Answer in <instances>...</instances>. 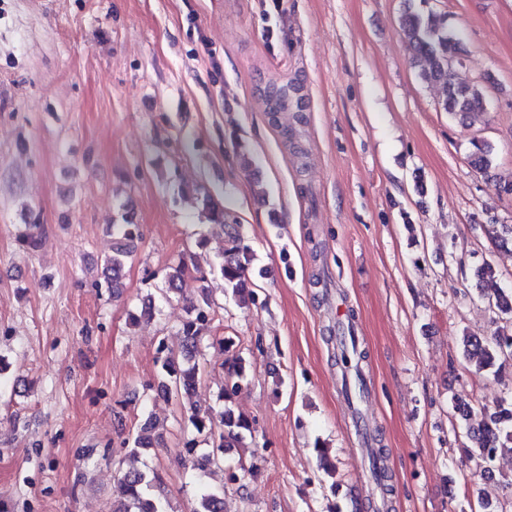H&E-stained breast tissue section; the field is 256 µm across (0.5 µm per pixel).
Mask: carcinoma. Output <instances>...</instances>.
Masks as SVG:
<instances>
[{"label": "carcinoma", "mask_w": 512, "mask_h": 512, "mask_svg": "<svg viewBox=\"0 0 512 512\" xmlns=\"http://www.w3.org/2000/svg\"><path fill=\"white\" fill-rule=\"evenodd\" d=\"M401 27L409 40L413 51V64L419 68L420 78L428 83H438L445 88L441 102L444 111L472 117L486 112L485 96L481 88L472 82H463L455 78V62L461 52V39L448 30L445 19L433 13L423 14L408 11L401 18ZM493 148L488 142L474 144L471 164L485 169L491 163ZM204 211L211 220L209 224L199 225L194 233L195 247L203 250L209 242V234L218 230L224 235V249L213 266L224 280V287L231 292L233 299L240 305L255 301L254 291L250 288L249 276L253 270L254 253L246 243L241 225L214 202L203 199ZM112 233V254L106 256L100 280L96 286L104 288L113 297L122 295L125 288L124 270L134 256L135 242L140 240L141 227L131 222L110 225ZM44 225L34 221L24 225L17 234V241L27 253L35 252L41 246ZM497 247L512 249V224H493L489 229ZM194 253L186 250L178 262L167 267L162 286L158 292L165 298L182 291L184 277L191 274L189 262ZM202 285L197 288L195 297L188 301L189 317L183 322L178 335L182 336L178 348L170 347L165 340H159L157 362L160 364L161 380L158 390L161 394L181 402L182 416L192 426L194 434L183 442L179 457L191 463L196 474L204 476L221 471L225 483L240 480V474L252 473L258 468V453L252 451L247 457L235 461L226 459L225 453L231 448L247 447V438L253 436L254 421L247 416L235 413L230 403L248 381L249 366L236 352V340L232 336H221L212 331L219 303L209 288L203 284L205 277H199ZM479 293L488 304L498 312L512 316V289L503 288L497 282L495 271L489 264L479 274ZM212 333V344L224 351V386L219 392L223 405L206 409L197 407L190 401L201 381L197 357L201 353V342L206 333ZM336 363L341 364L353 358L354 384L344 383L346 396L360 399L366 391V380L361 362L364 353L359 350L358 342L352 331L336 329ZM463 355L477 370L483 371L496 367L498 361H512V334L499 331L482 340L474 336H464L461 340ZM466 433L471 445L465 451L472 456L483 474L493 473L498 457L512 455V401H500L493 411L485 413L477 425H467ZM208 445V450L197 452L199 443ZM161 447V434L155 432L152 418L141 424L136 435L122 441V449L128 456L136 458L146 455L150 450ZM384 449L375 448L372 452L371 475L379 486L384 485L388 475L384 464ZM160 474L149 467L144 469L131 467L119 478L120 498L113 501L112 512H169L168 500L162 489ZM224 489L201 484L197 488L193 512H223Z\"/></svg>", "instance_id": "1"}]
</instances>
